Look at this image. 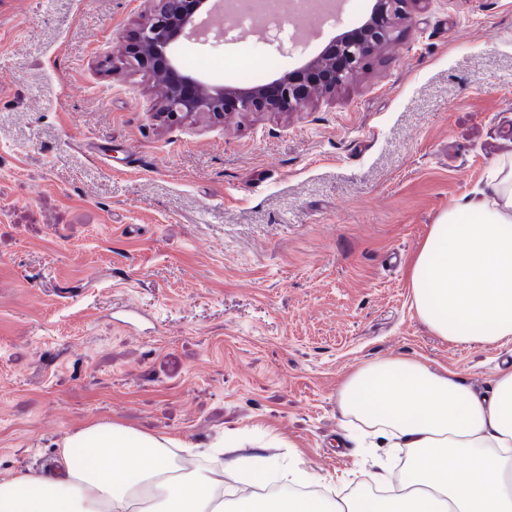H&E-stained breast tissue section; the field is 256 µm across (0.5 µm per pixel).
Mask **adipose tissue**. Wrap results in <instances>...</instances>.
Wrapping results in <instances>:
<instances>
[{
	"label": "adipose tissue",
	"instance_id": "1",
	"mask_svg": "<svg viewBox=\"0 0 512 512\" xmlns=\"http://www.w3.org/2000/svg\"><path fill=\"white\" fill-rule=\"evenodd\" d=\"M410 288L437 335L489 347L512 338V161L440 215L413 258ZM339 403L408 449L394 494L325 508L289 492L243 494L228 506L212 465L175 463L178 440L96 420L63 441L57 470L0 477V512H512V365L481 396L422 361L376 360L349 375ZM225 469L265 485L305 479L272 456H238Z\"/></svg>",
	"mask_w": 512,
	"mask_h": 512
}]
</instances>
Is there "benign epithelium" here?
Instances as JSON below:
<instances>
[{
  "mask_svg": "<svg viewBox=\"0 0 512 512\" xmlns=\"http://www.w3.org/2000/svg\"><path fill=\"white\" fill-rule=\"evenodd\" d=\"M206 0H143V21L135 40L125 47L126 63L152 73L165 85L162 105L167 119L177 122L189 112L224 115L231 98L240 112H300L317 91L331 92L366 65L369 54L386 44L393 25L414 22L420 0H376L360 35L338 37L317 57L262 87L214 86L204 97L194 92L199 80L179 71L172 43L180 36L201 35L199 12Z\"/></svg>",
  "mask_w": 512,
  "mask_h": 512,
  "instance_id": "benign-epithelium-1",
  "label": "benign epithelium"
}]
</instances>
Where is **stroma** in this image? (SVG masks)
<instances>
[{"mask_svg": "<svg viewBox=\"0 0 512 512\" xmlns=\"http://www.w3.org/2000/svg\"><path fill=\"white\" fill-rule=\"evenodd\" d=\"M305 20L176 44L223 83L301 67L360 25ZM141 0H0V476L43 473L94 419L296 464L324 494L396 477L338 395L414 356L491 393L512 342L437 336L411 261L448 206L512 158V0H423L366 70L301 112H195L118 52Z\"/></svg>", "mask_w": 512, "mask_h": 512, "instance_id": "35a3bbf8", "label": "stroma"}]
</instances>
